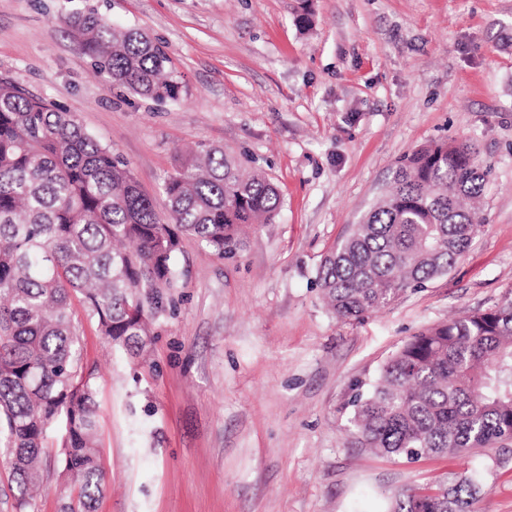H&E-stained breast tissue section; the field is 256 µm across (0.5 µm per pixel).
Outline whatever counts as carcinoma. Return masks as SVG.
<instances>
[{"label":"carcinoma","mask_w":512,"mask_h":512,"mask_svg":"<svg viewBox=\"0 0 512 512\" xmlns=\"http://www.w3.org/2000/svg\"><path fill=\"white\" fill-rule=\"evenodd\" d=\"M64 23L113 85L158 104L182 96L171 57L151 38L91 7ZM490 173L466 141L405 156L387 193L321 263L317 282L336 317L357 320L448 274L484 227ZM163 194L161 213L127 161L74 114L0 78V448L15 512H34L57 429L61 512H94L105 487L94 370L73 298L99 335L143 358L176 310L183 238L235 255L281 204L270 178L217 147L179 158ZM352 406L354 444L410 461L512 439V289L405 341ZM478 492L457 472L407 489L390 512H470Z\"/></svg>","instance_id":"obj_1"}]
</instances>
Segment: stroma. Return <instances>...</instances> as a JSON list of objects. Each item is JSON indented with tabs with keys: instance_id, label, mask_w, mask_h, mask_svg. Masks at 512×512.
Listing matches in <instances>:
<instances>
[{
	"instance_id": "1",
	"label": "stroma",
	"mask_w": 512,
	"mask_h": 512,
	"mask_svg": "<svg viewBox=\"0 0 512 512\" xmlns=\"http://www.w3.org/2000/svg\"><path fill=\"white\" fill-rule=\"evenodd\" d=\"M88 6L160 42L183 96L159 105L96 75L62 21ZM1 77L75 114L156 204L196 143L281 197L241 254L184 238L151 366L83 321L107 474L95 512H388L462 471L481 480L473 512H512V447L410 463L346 433L403 342L512 287V0H0ZM460 140L492 168L483 231L448 275L337 320L325 255L404 155Z\"/></svg>"
}]
</instances>
